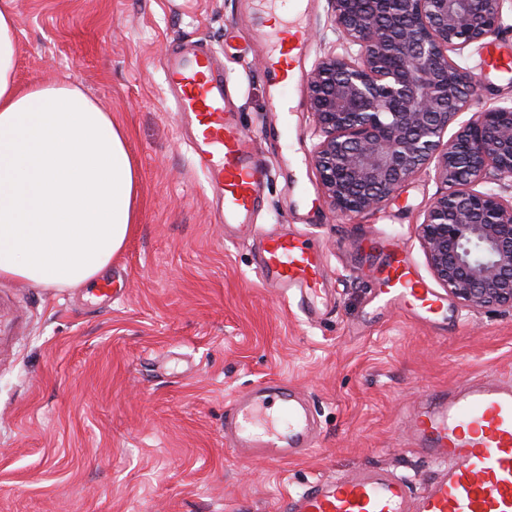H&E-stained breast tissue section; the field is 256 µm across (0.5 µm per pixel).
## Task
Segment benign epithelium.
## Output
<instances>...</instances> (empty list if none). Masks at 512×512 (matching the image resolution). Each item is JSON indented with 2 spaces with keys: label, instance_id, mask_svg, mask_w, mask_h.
<instances>
[{
  "label": "benign epithelium",
  "instance_id": "benign-epithelium-1",
  "mask_svg": "<svg viewBox=\"0 0 512 512\" xmlns=\"http://www.w3.org/2000/svg\"><path fill=\"white\" fill-rule=\"evenodd\" d=\"M328 2L339 48L307 81L327 201L373 211L432 170L419 238L434 278L467 307L512 309V102L458 122L478 84L457 56L498 36L506 0Z\"/></svg>",
  "mask_w": 512,
  "mask_h": 512
}]
</instances>
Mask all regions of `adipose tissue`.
Segmentation results:
<instances>
[{
    "label": "adipose tissue",
    "instance_id": "ef3b65f1",
    "mask_svg": "<svg viewBox=\"0 0 512 512\" xmlns=\"http://www.w3.org/2000/svg\"><path fill=\"white\" fill-rule=\"evenodd\" d=\"M12 12L0 8V277L89 287L124 249L139 175L126 130L72 81L16 82Z\"/></svg>",
    "mask_w": 512,
    "mask_h": 512
}]
</instances>
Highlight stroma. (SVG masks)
<instances>
[{"label":"stroma","instance_id":"stroma-1","mask_svg":"<svg viewBox=\"0 0 512 512\" xmlns=\"http://www.w3.org/2000/svg\"><path fill=\"white\" fill-rule=\"evenodd\" d=\"M17 80L78 83L129 134L138 166L137 222L107 277L60 291L0 278V301L24 314L0 338V512H280L321 477L381 467L413 490L434 467L403 439L404 415L432 391L512 373V310L463 307L437 283L418 239L441 185L420 173L377 211L328 204L311 152L307 79L334 47L328 0H305L308 48L292 80L267 81L271 45L256 24L270 0H8ZM224 67L226 104L268 170L257 232L288 224L317 239L328 288L321 315L267 288L252 236L216 224L205 176L163 97L159 60L179 44ZM461 63L473 108L512 100V70ZM402 242L441 300L433 321L373 309L384 255ZM278 379L310 400L319 438L275 464L224 440L232 397Z\"/></svg>","mask_w":512,"mask_h":512}]
</instances>
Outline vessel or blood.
Returning a JSON list of instances; mask_svg holds the SVG:
<instances>
[{"label": "vessel or blood", "instance_id": "b4317fda", "mask_svg": "<svg viewBox=\"0 0 512 512\" xmlns=\"http://www.w3.org/2000/svg\"><path fill=\"white\" fill-rule=\"evenodd\" d=\"M280 51L265 58L268 81L288 79L285 60L309 41L300 15L279 27L260 26ZM164 91L182 119L181 135L202 169L217 223L239 234L253 231L262 203L266 168L236 113L225 108L224 70L204 49L168 52L161 61ZM387 256L378 277L377 308L390 305L430 318L437 296L419 277L404 247L382 238ZM323 254L316 240L288 232L263 235L256 267L264 284L281 296H296L309 318L320 314ZM315 417L287 385L270 380L237 395L224 413V439L247 455L285 461L315 444ZM406 436L438 469L421 492L405 477L382 468H362L292 492L283 512H512V378L465 381L429 397L405 417Z\"/></svg>", "mask_w": 512, "mask_h": 512}]
</instances>
